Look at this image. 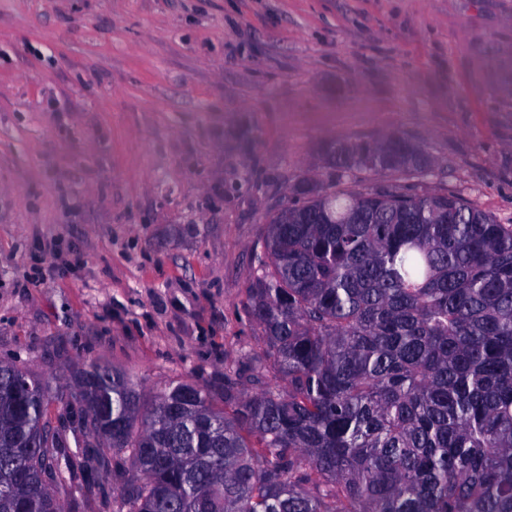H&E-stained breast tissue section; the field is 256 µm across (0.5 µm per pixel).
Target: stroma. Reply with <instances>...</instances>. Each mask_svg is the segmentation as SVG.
Wrapping results in <instances>:
<instances>
[{
	"label": "stroma",
	"mask_w": 512,
	"mask_h": 512,
	"mask_svg": "<svg viewBox=\"0 0 512 512\" xmlns=\"http://www.w3.org/2000/svg\"><path fill=\"white\" fill-rule=\"evenodd\" d=\"M391 132L512 224V0H0V361L222 392L264 213Z\"/></svg>",
	"instance_id": "stroma-1"
}]
</instances>
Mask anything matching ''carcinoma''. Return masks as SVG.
Here are the masks:
<instances>
[{
	"label": "carcinoma",
	"mask_w": 512,
	"mask_h": 512,
	"mask_svg": "<svg viewBox=\"0 0 512 512\" xmlns=\"http://www.w3.org/2000/svg\"><path fill=\"white\" fill-rule=\"evenodd\" d=\"M323 151L331 220L265 217L244 308L266 349L221 394L148 398L96 362L53 388L0 361V512L78 490L95 512L88 470L111 512H512V224L458 195L369 205L354 174L429 169L396 132Z\"/></svg>",
	"instance_id": "cac0c4a2"
}]
</instances>
